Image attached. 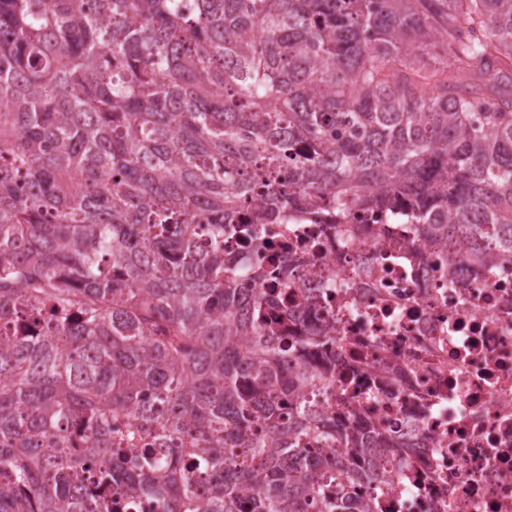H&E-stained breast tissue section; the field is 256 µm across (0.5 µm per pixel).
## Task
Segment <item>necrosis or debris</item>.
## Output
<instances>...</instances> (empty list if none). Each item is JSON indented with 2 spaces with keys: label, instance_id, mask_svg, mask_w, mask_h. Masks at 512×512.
<instances>
[{
  "label": "necrosis or debris",
  "instance_id": "4bbe7bcc",
  "mask_svg": "<svg viewBox=\"0 0 512 512\" xmlns=\"http://www.w3.org/2000/svg\"><path fill=\"white\" fill-rule=\"evenodd\" d=\"M356 209L330 224H264L268 253L225 235L245 271L296 257L284 336L331 338L332 387L317 412L384 436L366 512H512V265L449 263L404 221Z\"/></svg>",
  "mask_w": 512,
  "mask_h": 512
}]
</instances>
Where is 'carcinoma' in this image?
Here are the masks:
<instances>
[{"label":"carcinoma","instance_id":"cac0c4a2","mask_svg":"<svg viewBox=\"0 0 512 512\" xmlns=\"http://www.w3.org/2000/svg\"><path fill=\"white\" fill-rule=\"evenodd\" d=\"M439 24L483 88L417 67ZM2 30L0 512H353L381 442L315 415L330 339L293 362L224 231L401 204L512 264V0H0Z\"/></svg>","mask_w":512,"mask_h":512}]
</instances>
